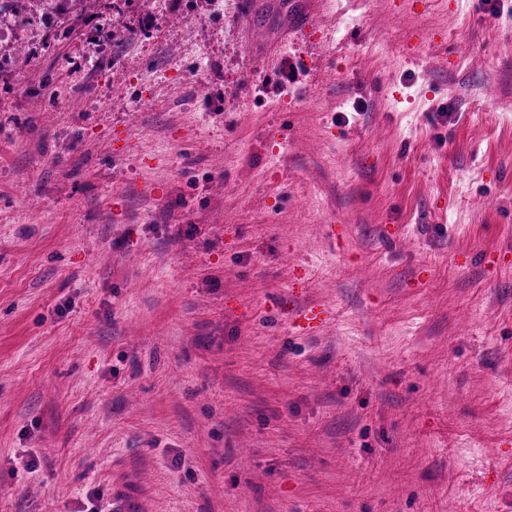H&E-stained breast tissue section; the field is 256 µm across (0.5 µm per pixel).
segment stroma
<instances>
[{
    "label": "stroma",
    "mask_w": 512,
    "mask_h": 512,
    "mask_svg": "<svg viewBox=\"0 0 512 512\" xmlns=\"http://www.w3.org/2000/svg\"><path fill=\"white\" fill-rule=\"evenodd\" d=\"M46 8L0 0V512H512V0Z\"/></svg>",
    "instance_id": "obj_1"
}]
</instances>
